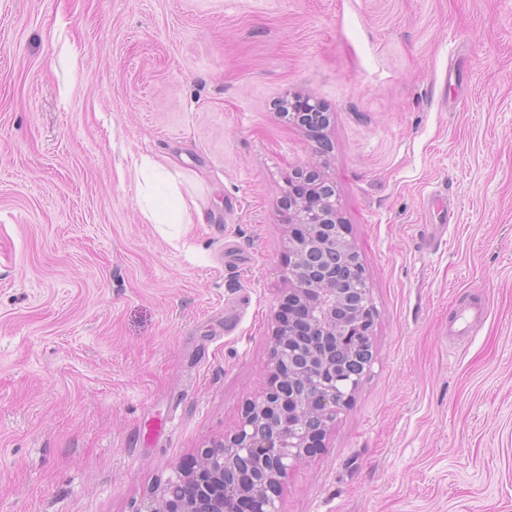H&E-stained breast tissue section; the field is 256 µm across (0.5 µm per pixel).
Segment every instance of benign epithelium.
I'll list each match as a JSON object with an SVG mask.
<instances>
[{"mask_svg": "<svg viewBox=\"0 0 512 512\" xmlns=\"http://www.w3.org/2000/svg\"><path fill=\"white\" fill-rule=\"evenodd\" d=\"M288 193L292 313L275 316L268 381L234 432L174 468L137 512H280L289 473L322 446L369 371L375 309L347 239L333 184L318 164Z\"/></svg>", "mask_w": 512, "mask_h": 512, "instance_id": "1", "label": "benign epithelium"}]
</instances>
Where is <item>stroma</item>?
I'll use <instances>...</instances> for the list:
<instances>
[{
	"instance_id": "35a3bbf8",
	"label": "stroma",
	"mask_w": 512,
	"mask_h": 512,
	"mask_svg": "<svg viewBox=\"0 0 512 512\" xmlns=\"http://www.w3.org/2000/svg\"><path fill=\"white\" fill-rule=\"evenodd\" d=\"M314 159L374 362L282 512H512V0H0V512H136L237 427ZM485 312L481 307H471L467 310H463L456 315L452 325L451 332L457 334H466L472 332L484 319ZM458 324V329L455 325Z\"/></svg>"
}]
</instances>
